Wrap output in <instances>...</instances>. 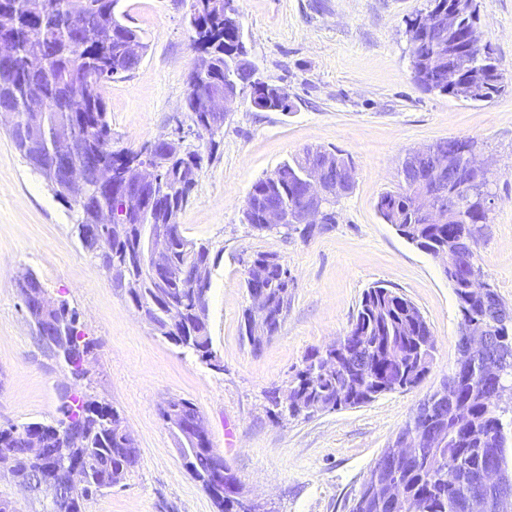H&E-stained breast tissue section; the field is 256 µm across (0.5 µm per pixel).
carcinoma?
I'll return each instance as SVG.
<instances>
[{"instance_id": "1", "label": "carcinoma", "mask_w": 512, "mask_h": 512, "mask_svg": "<svg viewBox=\"0 0 512 512\" xmlns=\"http://www.w3.org/2000/svg\"><path fill=\"white\" fill-rule=\"evenodd\" d=\"M7 0L8 10L0 11V57L13 61V72H0V110L15 113L9 129L12 142L31 170L39 174L56 199L76 209V233L82 246L98 260L107 276L112 268L125 271L111 281L134 306L145 311L146 321L160 337L177 336L180 348L192 352L208 366H224L213 349L208 317V291L211 285V248L179 235L171 245L169 260L175 277L162 280L147 276L141 265L150 237L166 223L172 209L182 210L190 201L206 163L218 148L209 139L203 147L191 142L162 143L151 151L143 144L137 149H112V127L107 105L97 89L98 83L117 78L114 70L135 71L131 55L134 49L145 57L148 43L142 33L124 22L126 14H117L119 0ZM236 0H191L187 20L194 33L193 44L209 37L204 55L195 58L188 83L184 109L191 126H203L200 134L212 135L224 125L211 128L205 121L204 98L224 86V73L232 71V50L247 48L242 24L230 21V12L238 11ZM452 43L443 49L433 45V35L424 34L422 44L411 48L410 58L415 83L428 92L448 94L464 101L487 102L505 89L504 75L493 57L490 45L484 52L462 60L464 87L450 88L439 83L441 69L448 66ZM37 85L44 107L36 111L26 100L25 89ZM68 127L88 150H98L104 162L112 164L113 183L121 188L136 175L130 167L114 160L115 153L140 158L139 165L158 171L157 191L151 211L133 217L124 236L95 225L100 210L116 206V193L92 192L89 201L71 199L66 187L51 176L52 156L48 145L55 131ZM312 149L307 148L274 171L258 179L251 187L245 207L254 215L271 207H298L303 203L302 176ZM397 187L381 194L377 211L385 223L410 244L429 253L444 251L453 261L443 270L454 282L461 321H470L483 313L480 298L468 291L469 278L483 277L478 264L481 229L490 223L491 209L481 199L467 211L453 215L443 224H430L416 207L415 197L422 187L398 174ZM251 278L245 286L260 284L266 289L270 326L278 331L291 305L293 292L283 280L287 268L271 252L250 255ZM205 280L204 287L193 289L192 280ZM56 317L67 322L72 359L71 374L84 378L83 356L96 344L76 326V311L61 305ZM488 339L501 361L502 372L487 378L482 368L457 379L448 400L439 405L446 439L438 448L426 447L430 418L414 415L403 430L416 443V453L398 469L379 472L380 481L394 485L401 509L393 499L378 497L365 512H466L472 494L473 479L493 462L508 468L506 407L493 400L496 391L512 390V322L489 325ZM435 339L419 308L404 295L382 285L362 294L353 319L347 344L338 356L336 367L327 371L303 368L297 371L289 387L304 404L322 405L324 411L361 406L383 394L414 389L429 373ZM63 414L85 433L84 441L74 444L58 432L63 420L51 423L31 422L21 426L0 425V453L17 452L36 438L47 453L22 463L15 478L36 480L48 468L62 461H83L92 473L80 492L86 501L103 488L111 487L112 473H131L140 463V449L127 434L112 427L120 418L114 407L86 399L72 398ZM185 466L210 496L218 512H238L237 505L221 498L206 485L212 467V448H197L178 436Z\"/></svg>"}]
</instances>
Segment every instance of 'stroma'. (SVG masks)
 <instances>
[{
	"mask_svg": "<svg viewBox=\"0 0 512 512\" xmlns=\"http://www.w3.org/2000/svg\"><path fill=\"white\" fill-rule=\"evenodd\" d=\"M476 3L507 83L489 102L414 82L406 22L428 0H237L259 78L283 87L293 110L260 112L241 97L177 217L186 237L218 253L208 316L220 371L153 333L81 246L75 210L53 196L0 127V424L53 422L66 393L86 394L119 411L141 451L139 466L93 496L86 512H216L160 416L172 396L198 407L213 448L252 497L276 512H350L375 458L458 359L460 313L440 261L376 208L409 150L450 137L477 142L495 174L492 222L478 252L486 280L512 309V0ZM189 8L190 0H120L149 48L136 71L99 86L114 148H138L183 116L196 56ZM309 147L340 151L355 168L335 224L309 237L253 231L242 221L251 185ZM256 251L277 253L295 283L280 332L258 350L240 335L250 304L244 262ZM27 269L50 297L68 302L95 342L83 380L34 340L14 286ZM377 283L407 296L430 324L435 352L425 379L356 408L272 416L266 391L287 388L311 349L344 336L363 291Z\"/></svg>",
	"mask_w": 512,
	"mask_h": 512,
	"instance_id": "35a3bbf8",
	"label": "stroma"
}]
</instances>
